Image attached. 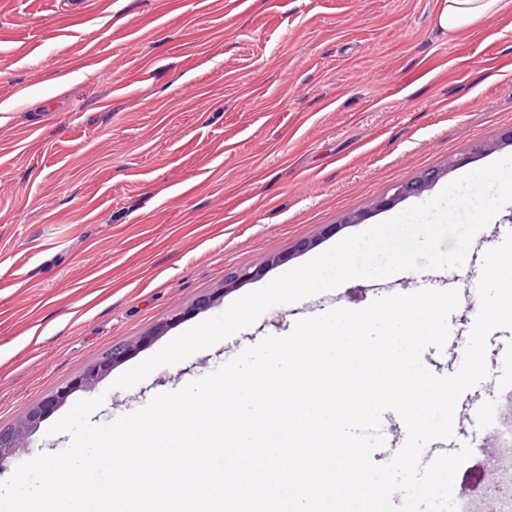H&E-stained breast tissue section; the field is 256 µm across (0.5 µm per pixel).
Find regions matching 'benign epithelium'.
Wrapping results in <instances>:
<instances>
[{"mask_svg": "<svg viewBox=\"0 0 512 512\" xmlns=\"http://www.w3.org/2000/svg\"><path fill=\"white\" fill-rule=\"evenodd\" d=\"M444 172L429 170L424 172L416 181L399 184L394 187L393 197L396 199L406 198L421 193L426 187L438 181ZM132 346L123 344L112 350L99 362L90 366L79 376L61 384L55 393L42 405L30 410L27 415L14 426L7 429H0V464L6 459L14 456L21 448L25 447L28 435L35 430L45 418L46 410L63 403L74 392L90 391L100 380H102L112 367L124 360Z\"/></svg>", "mask_w": 512, "mask_h": 512, "instance_id": "7a95c632", "label": "benign epithelium"}]
</instances>
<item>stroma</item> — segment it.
I'll list each match as a JSON object with an SVG mask.
<instances>
[{
  "label": "stroma",
  "mask_w": 512,
  "mask_h": 512,
  "mask_svg": "<svg viewBox=\"0 0 512 512\" xmlns=\"http://www.w3.org/2000/svg\"><path fill=\"white\" fill-rule=\"evenodd\" d=\"M442 3L0 0V428L133 346L50 412L0 481L70 445L50 428L80 400L102 398L90 420L106 424L299 320L410 289L477 292L512 204L474 236L466 280L352 279L114 385L286 270L512 155L498 145L512 129V7L451 36ZM428 170L441 178L393 199ZM485 360L468 393L490 401L512 384V328L490 332Z\"/></svg>",
  "instance_id": "obj_1"
}]
</instances>
